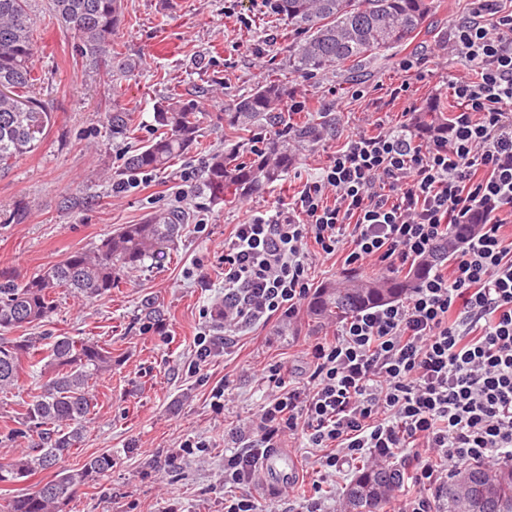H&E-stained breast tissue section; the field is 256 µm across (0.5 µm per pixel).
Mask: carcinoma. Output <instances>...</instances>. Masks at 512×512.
I'll return each instance as SVG.
<instances>
[{"label":"carcinoma","mask_w":512,"mask_h":512,"mask_svg":"<svg viewBox=\"0 0 512 512\" xmlns=\"http://www.w3.org/2000/svg\"><path fill=\"white\" fill-rule=\"evenodd\" d=\"M29 0H0V167L34 151L51 122L45 104L31 95L42 77L34 71L36 41ZM272 12L298 37L288 46V67L302 77L343 68L362 56L408 45L432 13L431 0H272ZM56 21L70 30L80 55L96 63L111 58L128 77L139 61L123 55L115 42L125 23L122 0H51ZM288 87L274 80L256 86L224 109V134L238 137L264 127L274 129L264 146L240 159L237 149L208 154L202 194L213 203L231 192L249 198L284 176L296 160V147L320 140L329 122L315 118L281 124L280 106ZM117 131L127 130L129 113L119 105L105 115ZM157 134L126 156L124 171L165 169L201 145L203 113L177 96L156 102ZM448 118L428 102L412 121V132L431 139ZM186 216L179 210L156 213L126 224L103 238L93 250L77 251L32 279L0 284V393L18 385L27 365L36 387L18 420L35 433L31 448L0 463V483H18L53 470L38 488L15 496L8 512H65L79 489L112 471V453H102L79 469H55L84 438L98 405L94 387L112 372V347L91 340L55 336L44 348L35 336H10L18 328L45 321L57 308L56 291L67 288L77 298L94 301L112 294L145 261L179 236ZM425 274L417 268L405 276L345 278L344 286H320L308 303L318 321L345 320L374 305L395 300L417 287ZM400 484L394 466L364 468L346 490L347 512H378ZM435 512H512V467L466 465L434 500Z\"/></svg>","instance_id":"obj_1"}]
</instances>
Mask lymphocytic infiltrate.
Instances as JSON below:
<instances>
[{"label": "lymphocytic infiltrate", "mask_w": 512, "mask_h": 512, "mask_svg": "<svg viewBox=\"0 0 512 512\" xmlns=\"http://www.w3.org/2000/svg\"><path fill=\"white\" fill-rule=\"evenodd\" d=\"M449 42L470 70L452 82L445 137L408 128L347 135L275 213L251 212L224 242V333L295 316L314 279L309 245L357 270L424 265L401 299L364 310L312 345L305 381L264 380L253 434L224 459L252 482L284 436L323 449L324 472L408 449L396 512H433L423 489L464 465H512V0H478ZM471 232L453 250V225Z\"/></svg>", "instance_id": "1"}]
</instances>
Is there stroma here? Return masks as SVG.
<instances>
[{
    "label": "stroma",
    "instance_id": "1",
    "mask_svg": "<svg viewBox=\"0 0 512 512\" xmlns=\"http://www.w3.org/2000/svg\"><path fill=\"white\" fill-rule=\"evenodd\" d=\"M126 24L118 41L137 57L135 76L89 65L76 51L70 31L58 26L50 0H31L37 39L35 65L43 75L33 90L49 112V133L39 147L9 169H0V271L22 283L71 253L92 249L121 225L148 214L178 209L186 224L176 244L146 260L131 282L110 296L83 302L59 289L57 308L43 323L23 328L26 336H70L110 344L112 371L96 386L98 406L78 448L61 460L66 469L111 453L115 464L97 485L82 489L70 512H224L228 494L248 495L259 512L277 503L320 496L324 512H341L356 469L316 475L315 457L293 438L282 441L296 462L288 485L267 489L262 480L224 482V452L235 431L255 417L264 388L263 369L284 366L291 379L306 376L309 347L334 335L338 322H315L307 310L295 317L260 322L223 344L224 241L256 210H270L298 191L315 168L327 163L345 137L365 130L370 119L396 129L412 112L436 101L452 110L449 88L465 68L448 49V31L468 15L471 0H433L426 29L409 46L361 59L354 70L300 77L288 71L295 36L262 0H124ZM420 54V75H406L399 61ZM287 84L290 99L306 104L290 114L294 123L327 113L324 138L296 151L281 181L247 200L210 202L188 171H201L204 150L228 146L217 120L233 99L266 80ZM409 82L408 95L390 91ZM361 87L365 98L352 97ZM178 93L203 112V151H191L169 168L125 174L127 151L154 136L153 106ZM125 107L129 127L113 133L104 120L113 105ZM217 341L205 363H197L195 339ZM33 379L0 393V430H14L0 443V462L30 445V431L16 413L31 395Z\"/></svg>",
    "mask_w": 512,
    "mask_h": 512
}]
</instances>
